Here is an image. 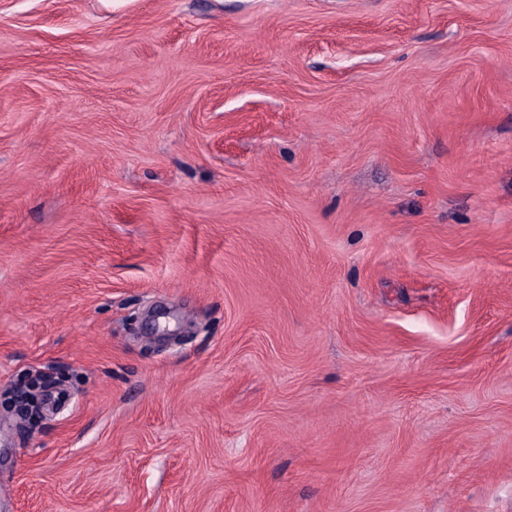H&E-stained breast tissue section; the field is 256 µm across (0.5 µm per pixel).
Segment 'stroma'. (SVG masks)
Wrapping results in <instances>:
<instances>
[{"label": "stroma", "instance_id": "35a3bbf8", "mask_svg": "<svg viewBox=\"0 0 512 512\" xmlns=\"http://www.w3.org/2000/svg\"><path fill=\"white\" fill-rule=\"evenodd\" d=\"M0 512H512V0H0Z\"/></svg>", "mask_w": 512, "mask_h": 512}]
</instances>
